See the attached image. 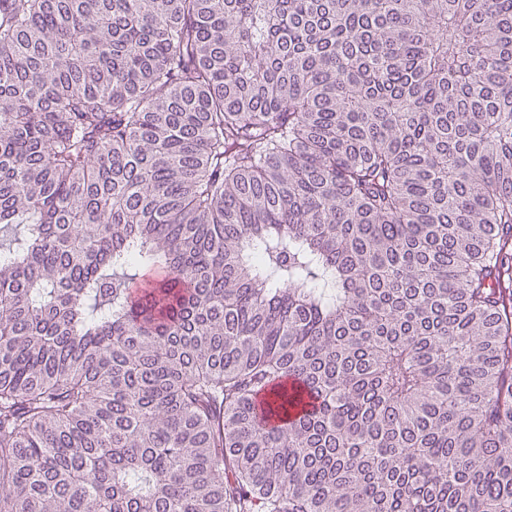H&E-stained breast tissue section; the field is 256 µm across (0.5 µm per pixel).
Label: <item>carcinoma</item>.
<instances>
[{
	"label": "carcinoma",
	"mask_w": 512,
	"mask_h": 512,
	"mask_svg": "<svg viewBox=\"0 0 512 512\" xmlns=\"http://www.w3.org/2000/svg\"><path fill=\"white\" fill-rule=\"evenodd\" d=\"M0 228V512H512V0H0Z\"/></svg>",
	"instance_id": "obj_1"
}]
</instances>
